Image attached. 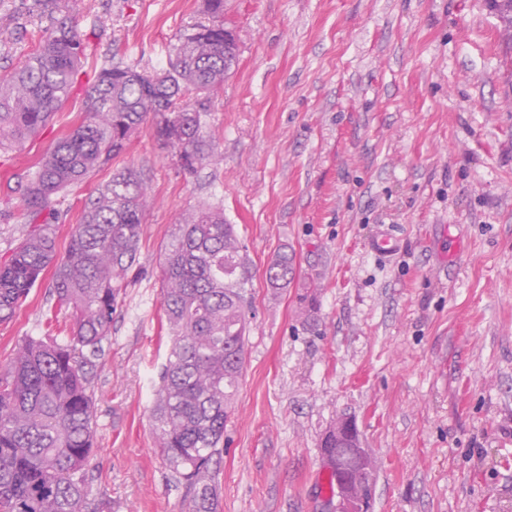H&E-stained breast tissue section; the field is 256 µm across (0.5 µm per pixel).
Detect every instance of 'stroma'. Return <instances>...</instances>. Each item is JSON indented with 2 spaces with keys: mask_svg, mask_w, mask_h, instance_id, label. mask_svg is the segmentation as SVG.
Masks as SVG:
<instances>
[{
  "mask_svg": "<svg viewBox=\"0 0 512 512\" xmlns=\"http://www.w3.org/2000/svg\"><path fill=\"white\" fill-rule=\"evenodd\" d=\"M87 60L64 107L0 149V260L20 241L26 168L81 117L96 70L166 68L205 0H69ZM239 47L203 97L215 141L191 173L144 123L111 167L60 195L66 249L84 199L130 167L149 174L142 273L112 318L95 386L90 502L188 512L155 447L166 359L159 263L174 224L204 204L236 225L252 271L246 369L224 427L219 512H326L320 439L356 423L379 462L372 512L512 508V28L489 0H224ZM52 23L0 0V77ZM394 253L375 255L382 232ZM296 274L269 287L281 253ZM50 277L0 324L57 335Z\"/></svg>",
  "mask_w": 512,
  "mask_h": 512,
  "instance_id": "1",
  "label": "stroma"
}]
</instances>
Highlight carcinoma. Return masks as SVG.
Returning <instances> with one entry per match:
<instances>
[{
	"label": "carcinoma",
	"mask_w": 512,
	"mask_h": 512,
	"mask_svg": "<svg viewBox=\"0 0 512 512\" xmlns=\"http://www.w3.org/2000/svg\"><path fill=\"white\" fill-rule=\"evenodd\" d=\"M207 17L177 36L169 68L151 79L120 63L102 67L83 116L26 171L20 196L25 234L0 262V323L29 302L52 271L47 324L70 322L63 337L27 336L0 372V512H104L88 500L94 391L103 343L131 271H141L140 242L148 206L146 174L125 168L98 186L81 209L66 252L57 248V197L123 154L147 117L154 135L175 150L183 169L211 161L214 141L203 109L185 101L224 85L238 55L224 53V0H206ZM85 60V35L64 14L37 48L0 79V148L19 147L68 100ZM295 273L284 252L266 268L267 284L286 288ZM170 337L152 409L157 447L178 478L190 512H217L216 469L224 425L245 369L249 263L224 210L210 205L174 225L160 264ZM329 460V500L341 476L372 503L376 470L361 447L322 437Z\"/></svg>",
	"instance_id": "carcinoma-1"
}]
</instances>
